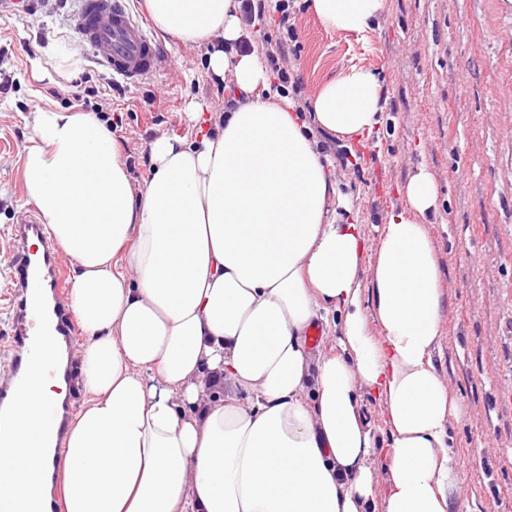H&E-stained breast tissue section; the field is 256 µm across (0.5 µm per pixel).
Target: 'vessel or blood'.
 I'll return each instance as SVG.
<instances>
[{
  "mask_svg": "<svg viewBox=\"0 0 512 512\" xmlns=\"http://www.w3.org/2000/svg\"><path fill=\"white\" fill-rule=\"evenodd\" d=\"M74 30L88 45L100 66L130 84H139L156 70L161 51L148 35L142 21L129 10L126 0H79ZM39 240L40 261H33L29 243ZM12 268L9 284L13 310V330L7 347L11 355V375L0 387V443L12 440V426L19 400L26 391L33 367L51 363L53 373L71 379V358L75 325L66 313L64 295L67 273L44 226L33 214L13 229ZM67 403L48 399L41 414L53 433L63 434L67 423Z\"/></svg>",
  "mask_w": 512,
  "mask_h": 512,
  "instance_id": "1",
  "label": "vessel or blood"
}]
</instances>
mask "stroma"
I'll use <instances>...</instances> for the list:
<instances>
[{
    "instance_id": "stroma-1",
    "label": "stroma",
    "mask_w": 512,
    "mask_h": 512,
    "mask_svg": "<svg viewBox=\"0 0 512 512\" xmlns=\"http://www.w3.org/2000/svg\"><path fill=\"white\" fill-rule=\"evenodd\" d=\"M78 0H35L30 13L0 16V378L12 311V226L33 212L24 191L22 154L35 108L102 110L116 123L135 188L149 174V144L192 138L189 104L230 108L223 81L206 73L207 46L147 30L163 48L157 70L130 86L97 66L72 29ZM293 32L271 13L252 34L258 55L288 49L289 96L308 104L321 84L351 67L379 79L387 105L378 129L339 141L312 134L336 165L353 213L376 248L387 214L403 207L402 188L426 166L441 208L428 232L444 285L443 336L434 360L461 404L453 430L457 482L451 512H504L512 506V415L498 413L499 381L512 374V0H386L378 26L365 33L325 29L306 0H288ZM90 76L94 94L75 82ZM361 154L358 169L339 165Z\"/></svg>"
}]
</instances>
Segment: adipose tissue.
Returning a JSON list of instances; mask_svg holds the SVG:
<instances>
[{
    "instance_id": "obj_1",
    "label": "adipose tissue",
    "mask_w": 512,
    "mask_h": 512,
    "mask_svg": "<svg viewBox=\"0 0 512 512\" xmlns=\"http://www.w3.org/2000/svg\"><path fill=\"white\" fill-rule=\"evenodd\" d=\"M145 7L176 40L210 46L207 70L228 78L236 105L193 139H154L140 189L106 122L32 113L25 194L75 263L68 300L88 399L63 440L48 439L41 403L68 385L35 372L0 449V500L41 512L55 465L62 512H449L461 410L434 362L435 178L410 175L405 207L369 252L309 133H371L384 110L377 77L354 67L324 82L306 123L239 50L251 30L238 0ZM309 8L326 29L364 32L385 0ZM318 324L334 351L313 352ZM370 393L387 415L382 464L362 414Z\"/></svg>"
}]
</instances>
